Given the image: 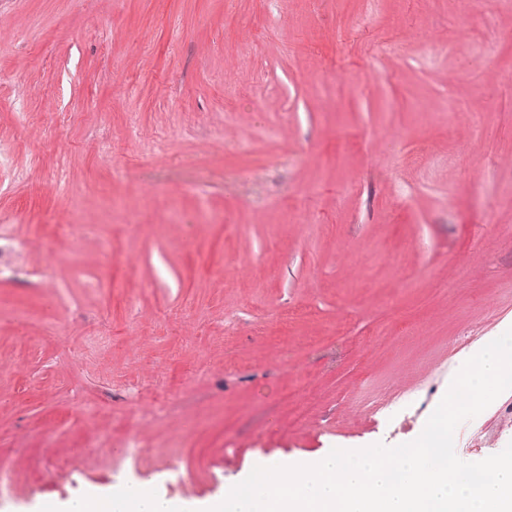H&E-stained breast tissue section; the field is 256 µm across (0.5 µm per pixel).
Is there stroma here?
<instances>
[{
  "label": "stroma",
  "mask_w": 512,
  "mask_h": 512,
  "mask_svg": "<svg viewBox=\"0 0 512 512\" xmlns=\"http://www.w3.org/2000/svg\"><path fill=\"white\" fill-rule=\"evenodd\" d=\"M453 10L0 0V237L33 242L0 278V362L22 368L0 378V512L112 488L134 436L133 479L181 503L421 434L512 328V4ZM452 98L480 124L449 130ZM68 221L95 231L51 234ZM135 380L166 414L125 401ZM509 403L459 425L460 459L512 443ZM173 457L194 485L163 481Z\"/></svg>",
  "instance_id": "obj_1"
}]
</instances>
